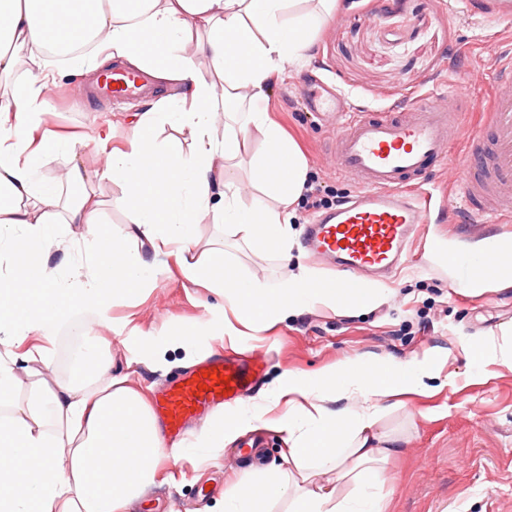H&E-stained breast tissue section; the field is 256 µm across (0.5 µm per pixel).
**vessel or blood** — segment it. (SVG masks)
I'll return each instance as SVG.
<instances>
[{"instance_id": "vessel-or-blood-1", "label": "vessel or blood", "mask_w": 512, "mask_h": 512, "mask_svg": "<svg viewBox=\"0 0 512 512\" xmlns=\"http://www.w3.org/2000/svg\"><path fill=\"white\" fill-rule=\"evenodd\" d=\"M100 92L121 103L152 91L148 76L113 71ZM460 110L441 109L420 99L407 114L364 111L337 131L336 164L360 185L340 206L321 212L307 224L304 246L333 261L341 276L336 285L355 288L369 278L392 277L405 263L421 224L427 223L433 194L425 181L458 141L466 143L472 168L460 201H444L448 214H485L495 223L512 222V95L493 97L460 93ZM480 112L492 135L468 133L459 111ZM501 254L484 264L487 279H512V237L501 236ZM262 357L248 360L217 354L167 385L155 400L161 429L171 440L183 438L193 419L224 404L242 402L258 390ZM229 378L217 384L216 375Z\"/></svg>"}]
</instances>
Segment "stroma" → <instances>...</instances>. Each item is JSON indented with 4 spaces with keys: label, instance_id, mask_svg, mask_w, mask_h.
Listing matches in <instances>:
<instances>
[{
    "label": "stroma",
    "instance_id": "35a3bbf8",
    "mask_svg": "<svg viewBox=\"0 0 512 512\" xmlns=\"http://www.w3.org/2000/svg\"><path fill=\"white\" fill-rule=\"evenodd\" d=\"M341 6L319 30L309 65L291 67L275 77L260 108L271 112L300 143L310 174L330 195L349 196L357 186L336 170L331 143L349 115L370 109L406 111L417 95L438 106L452 104L455 90L489 94L501 57L512 54V19L492 15L494 0H474V12L461 10L458 0H340ZM56 75L50 84L48 110L53 129L83 142L89 168L100 163L98 126L112 122L124 129L127 116L148 109V99L117 105L92 95L93 75L60 62L50 63ZM316 81L324 93H339L341 104L331 112L310 109L301 94L305 80ZM512 235L511 224L474 219L473 228L432 215L413 246V255L389 281V294L363 313L328 310L286 318L260 339L248 341L242 354L271 348L262 376L269 393L283 372L318 371L345 357L374 353L405 359L435 349L447 353L441 368L446 386L432 395H412L402 407L386 412L381 432L397 437L398 454L385 466L387 512H512V370L487 365L474 381L469 355L480 338L512 323V283L472 296L452 287L435 254L454 247L471 250L490 234ZM202 242L223 246L241 270L278 283L299 267L332 276L336 270L313 257L301 244L290 256L271 250L238 248L224 226L201 224ZM165 273L155 288L136 302L113 305L116 320L133 319L141 330L169 324L186 330L219 307L224 297L183 280L175 256L162 258ZM60 343L40 345L29 337L11 346L21 367L18 397H25L31 372L47 382L60 377ZM102 349L112 361L114 376L153 399L167 379L221 352L220 344L201 341L189 348L167 345L162 358L131 360L119 339H105ZM259 459L246 462L237 444L203 452L163 469L152 496L133 501L129 512H224V493L247 470L267 472L285 467L287 442L273 429L257 433Z\"/></svg>",
    "mask_w": 512,
    "mask_h": 512
}]
</instances>
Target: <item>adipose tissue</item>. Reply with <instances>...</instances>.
I'll return each mask as SVG.
<instances>
[{"instance_id":"adipose-tissue-1","label":"adipose tissue","mask_w":512,"mask_h":512,"mask_svg":"<svg viewBox=\"0 0 512 512\" xmlns=\"http://www.w3.org/2000/svg\"><path fill=\"white\" fill-rule=\"evenodd\" d=\"M0 0V345L31 336L53 342L60 326L86 312L122 337L133 355L145 347L206 336L231 345L288 316L328 309L340 314L382 303L385 286L365 283L344 292L307 269L277 284L240 271L214 250L197 256L199 224L229 228L258 248L290 251L291 223L309 177L307 160L270 113L258 108L269 81L307 64L319 24L338 0ZM91 73L122 59L160 84L184 88L180 100L162 96L136 114L124 147H112V127L98 136L106 153L88 170L82 144L43 127L50 77L48 45L80 42ZM209 71H202V64ZM171 136L160 138L163 128ZM262 149L250 154L252 137ZM61 155L53 178L41 169ZM247 164L253 188L243 197L224 169ZM119 188L113 206L129 221L112 230L100 218L98 190ZM78 236L85 268L61 278L48 268L49 248ZM145 240L149 251L135 249ZM175 249L184 280L224 295L197 328L142 332L116 322L117 299L132 300L156 285L159 262ZM475 369L512 368V326L472 349ZM445 354L430 350L405 360L349 356L311 373L284 372L260 400L224 410L197 443L166 448L145 398L113 376L105 355L67 379H35L25 402L15 398L16 375L0 355V512H128L156 481L162 464H178L201 448H219L271 425L285 433L286 468L243 474L226 494L225 512H269L287 497V512H386L379 489L396 455L375 430L383 405L427 394Z\"/></svg>"}]
</instances>
